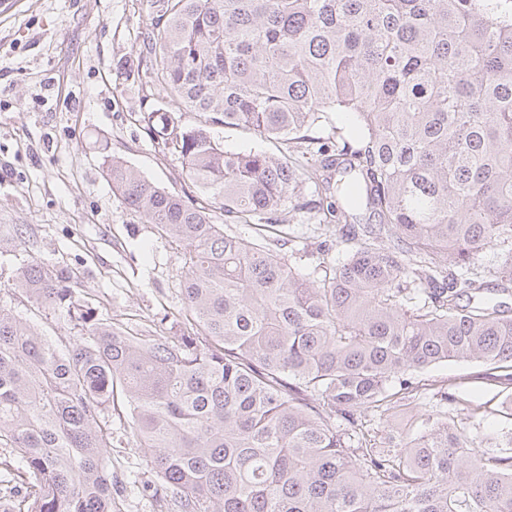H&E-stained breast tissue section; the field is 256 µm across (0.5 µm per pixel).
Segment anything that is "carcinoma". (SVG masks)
Returning a JSON list of instances; mask_svg holds the SVG:
<instances>
[{
  "mask_svg": "<svg viewBox=\"0 0 512 512\" xmlns=\"http://www.w3.org/2000/svg\"><path fill=\"white\" fill-rule=\"evenodd\" d=\"M494 2L150 0L144 77L200 120L148 121L206 205L118 158L109 176L183 248L190 332L141 336L99 318L73 269L22 264L28 302L77 335L0 308V447L26 488L3 512H116L118 402L152 496L177 512H512V436L480 450L440 409L397 424L441 362L487 365L512 390V312L475 272L512 241V11ZM215 125L314 162L228 151ZM290 210L341 225L331 274L267 246ZM490 275L512 291V250ZM362 408L385 437L359 428Z\"/></svg>",
  "mask_w": 512,
  "mask_h": 512,
  "instance_id": "1",
  "label": "carcinoma"
}]
</instances>
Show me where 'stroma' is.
I'll use <instances>...</instances> for the list:
<instances>
[{
	"mask_svg": "<svg viewBox=\"0 0 512 512\" xmlns=\"http://www.w3.org/2000/svg\"><path fill=\"white\" fill-rule=\"evenodd\" d=\"M149 0H0V306L33 318L47 336L70 329L57 314L31 306L15 287L30 259L79 271L81 294L99 316L150 336L179 335L185 275L182 249L145 217L125 208L107 176L124 160L175 194L188 186L178 154L154 140L147 111H177L162 87L137 70L150 29ZM335 226L294 216L273 250L290 255L301 274L332 271L345 258ZM485 365L451 361L416 378V412L438 407L452 388L457 415L475 447L503 426L506 395ZM112 476L121 512H173L146 490L154 475L139 463L122 406L112 410Z\"/></svg>",
	"mask_w": 512,
	"mask_h": 512,
	"instance_id": "35a3bbf8",
	"label": "stroma"
}]
</instances>
